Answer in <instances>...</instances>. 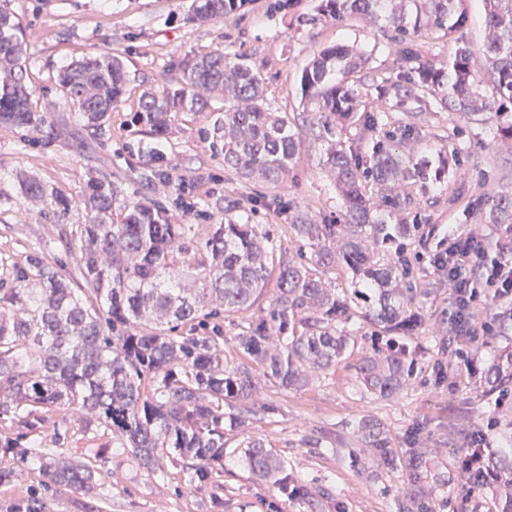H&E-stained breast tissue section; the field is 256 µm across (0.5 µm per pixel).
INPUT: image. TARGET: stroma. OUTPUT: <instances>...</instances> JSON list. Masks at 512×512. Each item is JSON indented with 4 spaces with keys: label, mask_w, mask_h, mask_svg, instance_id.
I'll use <instances>...</instances> for the list:
<instances>
[{
    "label": "stroma",
    "mask_w": 512,
    "mask_h": 512,
    "mask_svg": "<svg viewBox=\"0 0 512 512\" xmlns=\"http://www.w3.org/2000/svg\"><path fill=\"white\" fill-rule=\"evenodd\" d=\"M191 0H11L25 27L28 45L27 83L33 109L58 120L73 121L76 111L57 84L65 66L92 53L122 58L126 92L113 109L105 136L46 140L43 133L0 126V278L32 251L52 266L80 280L66 241L85 223L80 205L89 177L109 182L115 210L129 199L149 196L163 205L174 224H220L225 210L248 214L250 223L266 225L284 237L291 206L308 207L331 220L342 196L321 158L325 145L313 127L315 107L301 93L304 67L317 50L353 47L362 56L354 78L369 109L411 122L415 99L382 94L384 80L403 74L390 31L358 17L299 24L316 14L319 0H244L233 19L197 24L187 18ZM487 37L480 0H469L466 25L456 40L426 34L416 43L424 58L446 60L455 41L479 48ZM222 49L242 56L264 80L269 111L288 116L297 134L290 173L277 187L242 179L225 168L214 148L212 127L224 114V101L212 99L208 118L187 113L171 117L169 134L153 140L136 122L144 89H176L178 64L185 56ZM423 149L449 145L460 165L445 180L417 182L412 198L395 212L392 223L406 224L410 236L384 249V259L406 269L409 310L419 316L416 330L394 336L374 325L348 321L359 341L401 352L414 373L396 396L374 398L355 385L353 359L335 370L314 374L303 388L283 390L263 384L251 401L246 432L231 431L223 468L214 470L203 488L190 485L181 467L164 464L162 473L142 467L123 437L87 424L75 411L47 413L31 437L40 454L79 460L97 468L93 492L77 489L54 506V512H467L470 485L458 458L474 433L488 436L491 451L512 449V384L499 398L486 394L490 365L512 350V319L501 307L478 298L475 322H494L496 335L464 347L462 356L448 352V328L455 311L446 279L429 263L446 249L451 234L472 233L497 239L496 225L472 211L474 199L502 191L512 193V140H491L477 121L442 110L427 114L420 125ZM162 152L174 165L175 177L190 189L177 195L166 177L145 182L144 154ZM40 179L56 198L44 203L27 199L21 176ZM369 415L382 424L400 458L397 468L378 467L363 452L354 425ZM262 438L281 458L298 483L300 495H285L257 481L241 461L238 444L245 435ZM420 451V474L412 476L408 460Z\"/></svg>",
    "instance_id": "35a3bbf8"
}]
</instances>
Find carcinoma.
<instances>
[{
  "mask_svg": "<svg viewBox=\"0 0 512 512\" xmlns=\"http://www.w3.org/2000/svg\"><path fill=\"white\" fill-rule=\"evenodd\" d=\"M464 0H320L323 16L343 20L359 16L368 24L391 28L408 85L393 81L385 92L414 97L440 108L480 117L494 137L512 140V0H482L489 37L482 56L465 45L448 62L424 59L415 39L462 28ZM241 0H192L189 20L228 18ZM27 44L22 26L0 0V125L39 131L46 122L32 108L25 83ZM343 76L356 72L358 57L344 46L322 50L302 75V90L318 105L314 121L327 143L326 165L336 173L343 209L335 222H319L299 208L292 212L287 250L263 224H248L224 210L222 224H171L164 208L132 199L120 223L112 221L114 190L96 181L83 198L88 217L76 228L73 250L83 283L74 286L59 269L36 253L12 270L17 286L0 287V416H11L28 430L45 422L44 413L72 409L87 423L116 430L126 447L149 469L159 454L172 463L191 461L189 482L200 488L212 472L224 468L225 430L249 420L241 408L257 388L250 363L262 367L266 381L284 390L304 386L309 372H325L357 345L336 322L349 319L351 300L367 306L361 317L384 332L417 327L407 314L409 289L403 273L380 262L382 247L400 228L377 219L401 209L406 199L394 193L429 178V161L400 146L417 129L400 124L371 146L370 165L357 150L336 140V114L348 116L361 103L358 90L334 82L336 63ZM63 95L77 107L88 136L105 135L112 109L125 95L126 76L119 58L93 55L61 70ZM180 87L145 92L137 119L150 136L168 134L171 114L203 115L213 95L224 97V118L213 134L222 142L224 165L246 180L275 186L288 177L296 150L290 121L266 108L264 82L244 62L216 49L179 66ZM361 130L373 134L391 124L379 112L363 110ZM386 189L380 199L368 184ZM486 224L512 225V194L491 199ZM350 274L348 289L336 293L337 268ZM274 295L258 322L237 337L244 361L229 365L219 320L252 309L270 278ZM360 388L377 397L399 392L413 367L397 353L371 349L354 365ZM493 382H512V353L492 367ZM362 437L389 469L398 458L378 423L357 422ZM0 447L12 463L0 460V483L13 481L39 462L41 491L0 512H53L57 497L71 489H93L96 470L83 462L46 458L11 439ZM251 474L288 493L284 462L260 440L238 444ZM482 488L496 500V512H512V461L491 462Z\"/></svg>",
  "mask_w": 512,
  "mask_h": 512,
  "instance_id": "1",
  "label": "carcinoma"
}]
</instances>
